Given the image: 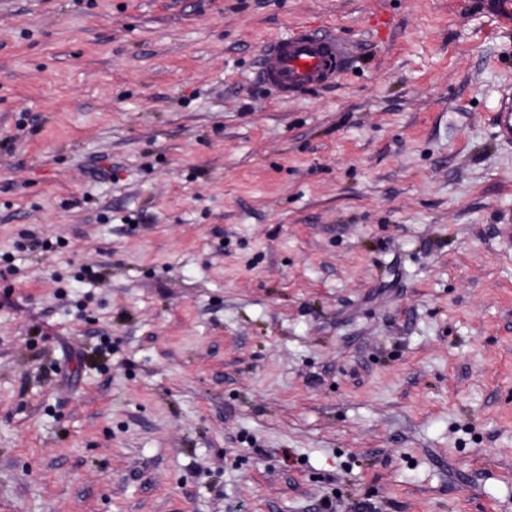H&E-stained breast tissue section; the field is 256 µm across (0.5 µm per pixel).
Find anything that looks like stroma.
<instances>
[{"label": "stroma", "mask_w": 512, "mask_h": 512, "mask_svg": "<svg viewBox=\"0 0 512 512\" xmlns=\"http://www.w3.org/2000/svg\"><path fill=\"white\" fill-rule=\"evenodd\" d=\"M507 81L512 0H0V512H512ZM257 61L261 84L288 100L336 82L348 68L349 54L329 30L301 25L264 44ZM496 138L502 144H512V87L508 85L501 93L495 112Z\"/></svg>", "instance_id": "stroma-1"}]
</instances>
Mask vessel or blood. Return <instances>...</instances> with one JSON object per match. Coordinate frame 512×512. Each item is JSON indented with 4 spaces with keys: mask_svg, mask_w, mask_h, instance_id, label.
<instances>
[{
    "mask_svg": "<svg viewBox=\"0 0 512 512\" xmlns=\"http://www.w3.org/2000/svg\"><path fill=\"white\" fill-rule=\"evenodd\" d=\"M349 54L330 31L306 25L264 44L258 54L261 84L288 100L332 84L348 68ZM496 138L512 144V87H505L495 112Z\"/></svg>",
    "mask_w": 512,
    "mask_h": 512,
    "instance_id": "b4317fda",
    "label": "vessel or blood"
}]
</instances>
